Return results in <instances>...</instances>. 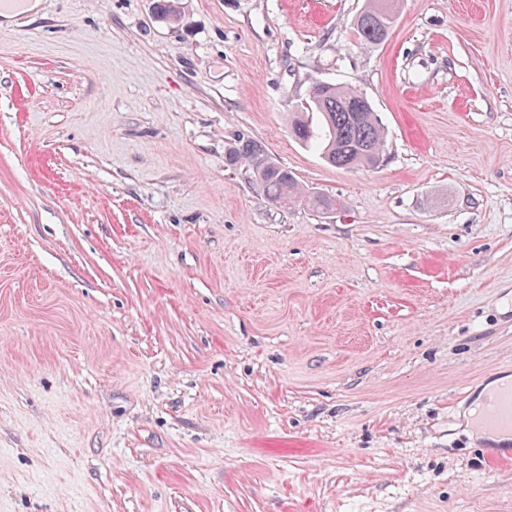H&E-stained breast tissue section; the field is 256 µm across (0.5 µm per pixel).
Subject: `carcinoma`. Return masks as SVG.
Returning a JSON list of instances; mask_svg holds the SVG:
<instances>
[{
    "label": "carcinoma",
    "mask_w": 512,
    "mask_h": 512,
    "mask_svg": "<svg viewBox=\"0 0 512 512\" xmlns=\"http://www.w3.org/2000/svg\"><path fill=\"white\" fill-rule=\"evenodd\" d=\"M155 10L162 17L176 20L178 0H156ZM396 13L392 0H368L357 15L355 25L362 41L369 45L384 42L392 32ZM308 109L318 114L320 125L296 116L289 130L293 138L314 143L325 160L336 168L375 166L383 153V129L370 100L355 88L316 81L309 91ZM245 161L251 179L273 203L302 202L308 208L326 213L335 203L329 197L304 189L294 173L271 158L260 145L242 139L230 151L231 165Z\"/></svg>",
    "instance_id": "cac0c4a2"
}]
</instances>
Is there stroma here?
I'll return each mask as SVG.
<instances>
[{"instance_id": "35a3bbf8", "label": "stroma", "mask_w": 512, "mask_h": 512, "mask_svg": "<svg viewBox=\"0 0 512 512\" xmlns=\"http://www.w3.org/2000/svg\"><path fill=\"white\" fill-rule=\"evenodd\" d=\"M40 0L0 24V512H512V0ZM357 88L382 161L289 133ZM310 190L280 207L230 149ZM393 2L368 0V4L357 15L355 25L365 44L377 45L389 37L396 22ZM228 162L234 165L244 160L248 165L251 179L263 191L266 197L280 207H286L283 202H304L308 208L318 213L332 210L335 203L329 197L315 191L305 190L294 173L287 167L271 158L256 142L243 138L230 151ZM502 385V382L494 380L485 387L481 393L483 406ZM483 420L494 430L512 434V385L501 387L495 397L487 403L483 411Z\"/></svg>"}]
</instances>
